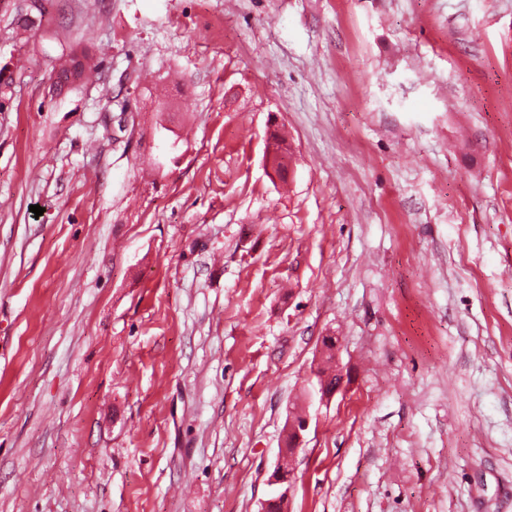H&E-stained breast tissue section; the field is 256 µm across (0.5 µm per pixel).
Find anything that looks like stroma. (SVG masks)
<instances>
[{"mask_svg":"<svg viewBox=\"0 0 512 512\" xmlns=\"http://www.w3.org/2000/svg\"><path fill=\"white\" fill-rule=\"evenodd\" d=\"M29 10L0 6V512H261L304 406L288 512H512V0ZM74 42L99 74L55 88ZM163 86L188 144L154 171ZM330 334L352 384L310 407ZM277 144V139H271L267 141L265 150L266 166L275 176H278V170L288 171V149H279ZM309 428V414L302 413L298 414L296 417H292L288 420V422L285 425V430L287 433V439H286V447L287 450L290 448L289 446V438L290 436L288 433L292 436V455L299 449L298 447L301 445L304 439V434Z\"/></svg>","mask_w":512,"mask_h":512,"instance_id":"35a3bbf8","label":"stroma"}]
</instances>
